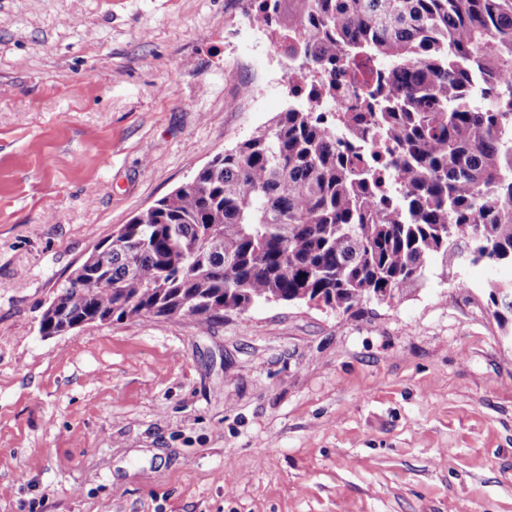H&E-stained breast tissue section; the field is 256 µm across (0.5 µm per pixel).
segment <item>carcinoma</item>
<instances>
[{"instance_id": "cac0c4a2", "label": "carcinoma", "mask_w": 512, "mask_h": 512, "mask_svg": "<svg viewBox=\"0 0 512 512\" xmlns=\"http://www.w3.org/2000/svg\"><path fill=\"white\" fill-rule=\"evenodd\" d=\"M288 55L336 72L340 56L384 71L361 86L338 123L288 109L197 174L196 182L134 216L100 243L98 282L61 287L63 319L121 321L190 313L201 327L270 298L349 312L389 304L446 268L474 237L473 263L512 267V0H291ZM486 107L472 106L475 96ZM381 139L370 171L391 157L403 188L393 202L374 175L355 173L336 125ZM503 332L512 279L487 283Z\"/></svg>"}]
</instances>
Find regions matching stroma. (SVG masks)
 Segmentation results:
<instances>
[{"label":"stroma","mask_w":512,"mask_h":512,"mask_svg":"<svg viewBox=\"0 0 512 512\" xmlns=\"http://www.w3.org/2000/svg\"><path fill=\"white\" fill-rule=\"evenodd\" d=\"M246 7L0 0V512H512L483 266L347 314L41 335L99 242L287 109Z\"/></svg>","instance_id":"1"}]
</instances>
